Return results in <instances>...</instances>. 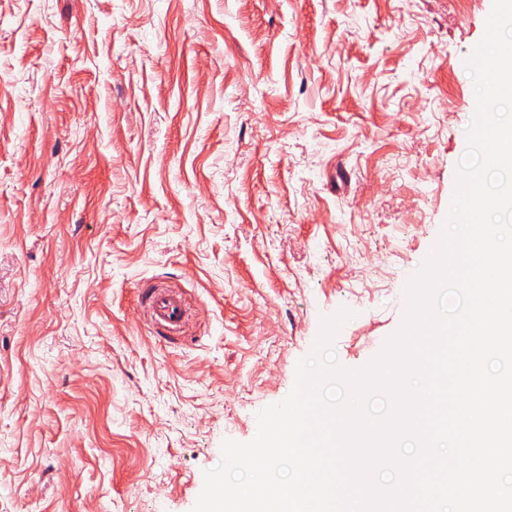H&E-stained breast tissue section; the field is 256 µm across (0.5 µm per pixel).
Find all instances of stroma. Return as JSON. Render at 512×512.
Listing matches in <instances>:
<instances>
[{
	"label": "stroma",
	"instance_id": "stroma-1",
	"mask_svg": "<svg viewBox=\"0 0 512 512\" xmlns=\"http://www.w3.org/2000/svg\"><path fill=\"white\" fill-rule=\"evenodd\" d=\"M492 5L0 0V512H192L322 318L351 314L344 368L380 353ZM147 284L182 295L180 334Z\"/></svg>",
	"mask_w": 512,
	"mask_h": 512
}]
</instances>
